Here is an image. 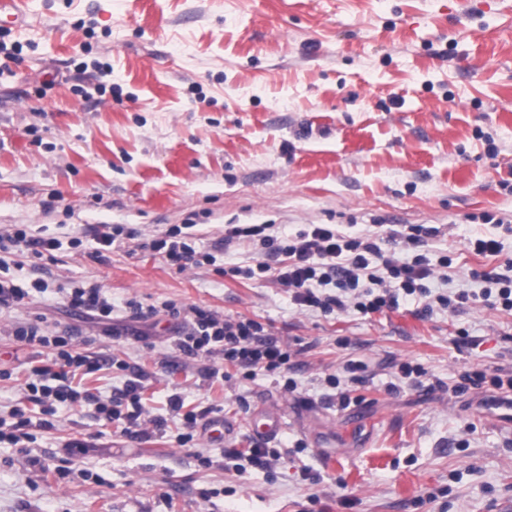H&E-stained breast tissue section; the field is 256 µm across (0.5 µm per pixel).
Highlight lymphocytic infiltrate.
<instances>
[{"label": "lymphocytic infiltrate", "mask_w": 512, "mask_h": 512, "mask_svg": "<svg viewBox=\"0 0 512 512\" xmlns=\"http://www.w3.org/2000/svg\"><path fill=\"white\" fill-rule=\"evenodd\" d=\"M437 234V228L423 224H405L394 232L395 243L416 251L409 263L384 256L379 239L349 237L326 224L308 225L284 244L269 233L267 225L228 224L212 249L223 253L246 242L259 243L262 257L255 266L245 269L246 278L271 274L293 291L299 305L328 314L352 307L368 315L396 308L398 294H426L425 282L433 276L435 267L450 265L448 256L433 263L421 252L427 239ZM143 246L160 254L179 271L198 262L189 234L178 226L163 236L144 241ZM272 256L282 257L280 268H271L268 259ZM328 284L335 286V293L325 292ZM128 307L136 321L149 320L162 310L176 319L174 346L185 357L205 362L206 379L214 381L221 377V369L213 365L219 359L236 367L243 378L261 373L282 378L285 390L295 388L294 381L287 376L293 367L287 344L254 320L229 317L198 306L179 307L169 301L146 306L133 300ZM15 337L21 342L53 348L54 354L47 365L33 370L24 386L26 398L39 405L40 418H33L19 407L10 418L0 417V443L23 446L34 442V429H52L61 404H96L105 424L120 423L123 434L134 438H148L164 429V419L148 414L143 373L130 369L125 361L110 358V365L126 372L127 379L117 396L104 401L91 388L74 386L72 374H95L101 362L77 351L71 336H50L39 328H20Z\"/></svg>", "instance_id": "obj_1"}]
</instances>
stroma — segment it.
Returning a JSON list of instances; mask_svg holds the SVG:
<instances>
[{
  "label": "stroma",
  "instance_id": "stroma-1",
  "mask_svg": "<svg viewBox=\"0 0 512 512\" xmlns=\"http://www.w3.org/2000/svg\"><path fill=\"white\" fill-rule=\"evenodd\" d=\"M29 26L6 36L22 61L0 74V230L58 238L39 260L15 252L10 277L47 282L0 308V410L50 351L16 341L37 326L89 355L124 359L149 380L163 433L132 439L93 407H59L31 455L0 445V512H512V391L465 373L512 377V312L458 304L473 271L512 260V0H33ZM109 63L99 83L96 63ZM44 85L43 98L32 90ZM497 156H489L488 146ZM492 223H485V216ZM141 238L187 224L198 251L228 224H308L378 234L385 256L400 224L438 228L425 248L448 255L423 296L371 315L298 305L273 278L247 279L251 244L211 265L171 268L135 241L97 256L94 229ZM503 250L475 254L471 239ZM94 283L112 322L70 309L60 291ZM172 301L261 323L295 350L296 388L274 378L203 376L180 356L168 316L138 322L126 307ZM357 381L328 386L348 362ZM411 364L423 378L402 377ZM203 412L180 446L168 397ZM282 428L267 469L224 459L248 450L249 419ZM233 424L226 437L211 429ZM89 444L70 455L65 443Z\"/></svg>",
  "mask_w": 512,
  "mask_h": 512
}]
</instances>
